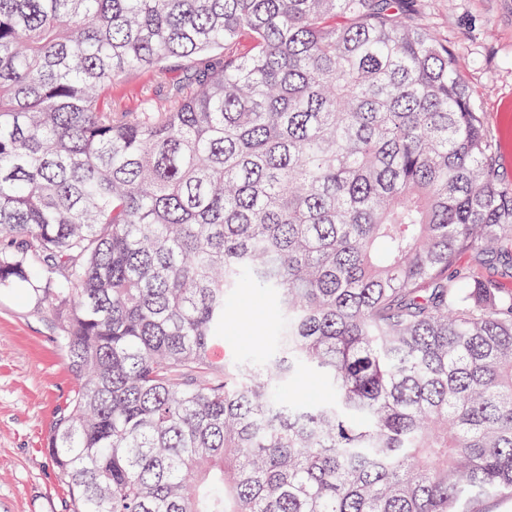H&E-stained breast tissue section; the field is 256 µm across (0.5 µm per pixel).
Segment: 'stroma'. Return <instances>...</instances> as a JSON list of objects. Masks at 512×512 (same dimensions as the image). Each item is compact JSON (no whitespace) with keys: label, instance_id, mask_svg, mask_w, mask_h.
Listing matches in <instances>:
<instances>
[{"label":"stroma","instance_id":"stroma-1","mask_svg":"<svg viewBox=\"0 0 512 512\" xmlns=\"http://www.w3.org/2000/svg\"><path fill=\"white\" fill-rule=\"evenodd\" d=\"M419 23L447 43L473 92L474 108L497 147L500 175L512 184V0H415ZM188 64L168 63L166 86L128 71L112 84V105L138 111L146 99L186 82ZM267 297L239 293L224 321V341L245 355L271 318ZM54 323L21 288H0V512H66L67 492L44 446L74 378Z\"/></svg>","mask_w":512,"mask_h":512}]
</instances>
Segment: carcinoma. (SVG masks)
Returning <instances> with one entry per match:
<instances>
[{
  "mask_svg": "<svg viewBox=\"0 0 512 512\" xmlns=\"http://www.w3.org/2000/svg\"><path fill=\"white\" fill-rule=\"evenodd\" d=\"M172 59V105L112 109ZM471 98L409 0H0V287L75 380L70 512L512 494V185ZM244 289L267 346L219 356ZM167 84L158 87L150 72L127 71L112 83V106L119 111L135 112L146 99L168 95L173 84L187 83L188 63L184 60L168 62Z\"/></svg>",
  "mask_w": 512,
  "mask_h": 512,
  "instance_id": "1",
  "label": "carcinoma"
}]
</instances>
